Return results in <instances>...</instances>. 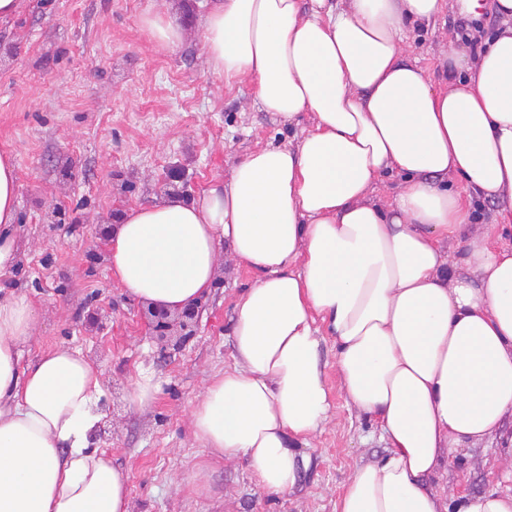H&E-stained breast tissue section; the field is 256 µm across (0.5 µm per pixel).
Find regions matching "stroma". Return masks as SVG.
<instances>
[{"instance_id": "1", "label": "stroma", "mask_w": 512, "mask_h": 512, "mask_svg": "<svg viewBox=\"0 0 512 512\" xmlns=\"http://www.w3.org/2000/svg\"><path fill=\"white\" fill-rule=\"evenodd\" d=\"M195 0H22L0 22V150L18 176L19 235L24 256L1 281L41 314L27 352L80 349L102 370L106 434L97 446L127 476L132 512H335L360 461L385 453L376 423L348 405L339 388L336 347L322 336L330 419L305 452L299 487L269 496L246 462L197 471L206 456L191 434V412L212 376L232 362V318L253 270L220 253L224 280L202 299L196 334L179 351H162L139 304L111 278L97 249L102 216L152 202L168 190L193 198L251 152L297 145L309 113L287 122L263 111L248 84H227L210 69ZM175 14L180 45L160 47L149 14ZM457 15L409 26L408 62L446 82L438 48L455 39ZM66 229L50 232L54 215ZM104 308L103 334L86 330L87 304ZM162 380L139 410L129 394L141 369ZM207 491L190 492L191 477ZM493 453L474 449L448 460L456 492H483L496 481Z\"/></svg>"}]
</instances>
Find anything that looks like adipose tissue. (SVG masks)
Listing matches in <instances>:
<instances>
[{
  "label": "adipose tissue",
  "mask_w": 512,
  "mask_h": 512,
  "mask_svg": "<svg viewBox=\"0 0 512 512\" xmlns=\"http://www.w3.org/2000/svg\"><path fill=\"white\" fill-rule=\"evenodd\" d=\"M449 5L512 18V0H212L200 14L218 77L250 82L264 111L313 121L297 146L250 153L195 198L131 208L106 243L127 294L173 312L213 288L220 252L257 274L235 303L233 363L193 407L202 469L243 460L263 491L296 488L331 409L326 331L348 403L387 446L336 512H512V249L444 183L512 213V27L475 51L442 45L456 77L438 85L406 62L404 30ZM387 171L404 185L381 205L370 194ZM17 206L0 152V274L21 258ZM458 235L461 275L442 247ZM38 320L0 289V512H131L124 470L93 446L99 367L77 349L27 359ZM495 439L499 483L436 485L453 453Z\"/></svg>",
  "instance_id": "adipose-tissue-1"
}]
</instances>
